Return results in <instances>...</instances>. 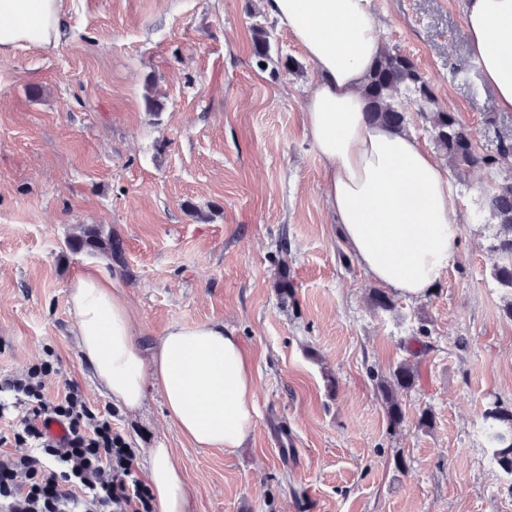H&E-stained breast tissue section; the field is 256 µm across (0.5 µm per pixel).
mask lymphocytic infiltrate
<instances>
[{
	"label": "lymphocytic infiltrate",
	"mask_w": 512,
	"mask_h": 512,
	"mask_svg": "<svg viewBox=\"0 0 512 512\" xmlns=\"http://www.w3.org/2000/svg\"><path fill=\"white\" fill-rule=\"evenodd\" d=\"M53 370L46 360L0 376V419L10 407L28 408L0 429V512H153L146 488L116 476L115 459L130 464L134 455L113 432L111 410L92 406L74 382L47 399L43 379ZM54 425L61 437L51 435ZM13 444L28 454L8 453Z\"/></svg>",
	"instance_id": "1"
}]
</instances>
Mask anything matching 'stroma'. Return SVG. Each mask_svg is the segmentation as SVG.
Listing matches in <instances>:
<instances>
[{
    "label": "stroma",
    "mask_w": 512,
    "mask_h": 512,
    "mask_svg": "<svg viewBox=\"0 0 512 512\" xmlns=\"http://www.w3.org/2000/svg\"><path fill=\"white\" fill-rule=\"evenodd\" d=\"M464 0H374L385 42L458 113L477 150L512 136V112L473 63ZM53 48L0 55V375L46 351L58 359L44 394L65 382L91 405L108 399L73 336L68 287L105 267L150 344L171 323L221 321L254 360L257 416L243 448H197L150 394L112 411L133 449H173L197 491L196 512H512V476L492 458L483 412L512 404V318L493 279L494 223L473 216L492 174L451 176L457 256L432 291L373 308L376 287L329 214L321 162L303 105L318 72L263 0H64ZM272 28L259 70L252 27ZM163 110L150 115L149 88ZM496 116V132L485 117ZM100 224L124 246V266L74 253L79 225ZM287 251H280V239ZM294 286L281 305L280 274ZM391 426L377 389L401 363ZM335 389H328V378ZM431 426L420 423L423 412Z\"/></svg>",
    "instance_id": "stroma-1"
}]
</instances>
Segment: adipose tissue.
I'll list each match as a JSON object with an SVG mask.
<instances>
[{
	"label": "adipose tissue",
	"instance_id": "1",
	"mask_svg": "<svg viewBox=\"0 0 512 512\" xmlns=\"http://www.w3.org/2000/svg\"><path fill=\"white\" fill-rule=\"evenodd\" d=\"M63 2L0 0V53L57 45ZM264 9L317 67L303 118L347 249L375 282L408 299L424 297L459 250V217L448 171L434 154L367 117L361 88L382 45L372 0H264ZM463 26L498 108L511 112L512 0H464ZM69 305L81 359L114 406L138 411L153 391L196 447L232 451L248 439L253 358L233 328L173 323L141 349L125 296L97 268L71 284ZM145 454L155 512H194L196 492L172 449Z\"/></svg>",
	"mask_w": 512,
	"mask_h": 512
}]
</instances>
